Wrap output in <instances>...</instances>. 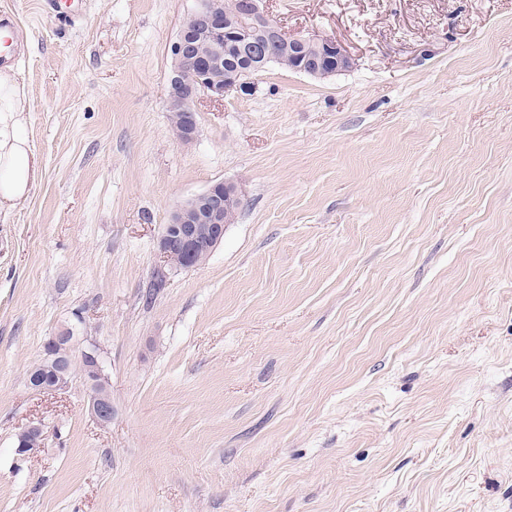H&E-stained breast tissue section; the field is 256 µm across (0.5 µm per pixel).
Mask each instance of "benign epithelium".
I'll list each match as a JSON object with an SVG mask.
<instances>
[{
    "label": "benign epithelium",
    "instance_id": "obj_1",
    "mask_svg": "<svg viewBox=\"0 0 512 512\" xmlns=\"http://www.w3.org/2000/svg\"><path fill=\"white\" fill-rule=\"evenodd\" d=\"M267 0H233L232 11L224 10V0H199L198 8L183 24L184 34L172 46L174 74L170 80L168 108L182 116V123L174 126L177 138L182 142L193 140L198 133L195 104L200 96L208 95L221 100L230 93H248L254 85L241 75L231 72L222 78H212L210 68H221L224 61V45L235 39H247L250 45L253 70H259L271 57V47L282 42L294 49L313 48L317 56L311 59L308 73L313 76H328L352 67V57L336 41L310 37L290 38L286 36L267 11ZM204 33L209 40L211 62L196 63L189 52V41L195 32ZM195 69L191 81L181 77L187 67ZM242 192L233 183L218 182L204 192L185 202L172 215L170 222L163 226L158 238V248L164 266L177 272L198 266L196 255L212 253L224 237L230 220L224 218V210L241 204ZM75 347L72 330H60L44 345V354L36 367L51 372L52 378L34 374L29 386L36 392L55 393L67 389L70 380L61 372V349ZM85 363L83 383L88 391V409L93 418L102 426L112 421V396L108 388L106 373L99 347L92 341L78 347ZM44 428L40 422H31L17 435V453L30 452L26 439L43 437Z\"/></svg>",
    "mask_w": 512,
    "mask_h": 512
}]
</instances>
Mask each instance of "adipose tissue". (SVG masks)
<instances>
[{"instance_id":"1","label":"adipose tissue","mask_w":512,"mask_h":512,"mask_svg":"<svg viewBox=\"0 0 512 512\" xmlns=\"http://www.w3.org/2000/svg\"><path fill=\"white\" fill-rule=\"evenodd\" d=\"M28 99L22 84L0 71V213L28 199L42 171L26 134L24 114Z\"/></svg>"}]
</instances>
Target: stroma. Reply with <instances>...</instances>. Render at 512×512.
Returning <instances> with one entry per match:
<instances>
[{"label":"stroma","mask_w":512,"mask_h":512,"mask_svg":"<svg viewBox=\"0 0 512 512\" xmlns=\"http://www.w3.org/2000/svg\"><path fill=\"white\" fill-rule=\"evenodd\" d=\"M196 5L0 0L43 167L0 215V512H512V0H268L352 68L269 64L182 143ZM220 181L221 244L154 288L163 225ZM65 325L108 425L81 378L27 385ZM75 336L71 329L59 330L50 336L44 345L42 359L32 368L35 372L51 371L52 378L45 381L44 378L33 374L29 386L33 391L43 393H55L66 390L71 381L61 372L62 358L61 348H76L85 363V373L81 378L88 391V409L93 418L102 426L112 421V396L108 388L109 378L106 373L103 358L99 347L92 341L86 340L82 346H75ZM32 369V370H33ZM43 433L44 428L41 422H30L17 435V453L23 455L36 449L41 444L42 439H30L29 442L32 445L30 448H28L26 439L32 437L42 438Z\"/></svg>","instance_id":"1"}]
</instances>
